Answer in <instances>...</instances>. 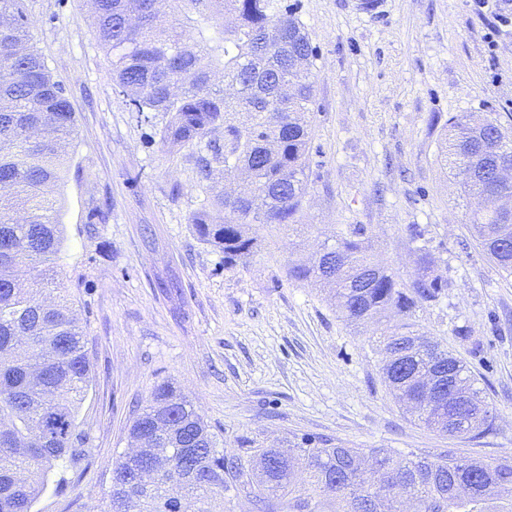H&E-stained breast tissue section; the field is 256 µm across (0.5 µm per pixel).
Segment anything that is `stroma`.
Listing matches in <instances>:
<instances>
[{
    "label": "stroma",
    "instance_id": "1",
    "mask_svg": "<svg viewBox=\"0 0 512 512\" xmlns=\"http://www.w3.org/2000/svg\"><path fill=\"white\" fill-rule=\"evenodd\" d=\"M381 2L367 14L358 0H297L316 51L302 221L258 227L257 252L228 269L190 224L204 199L197 148L168 152L163 114L133 112L88 0H21L76 117L57 193L58 283L92 367L77 419L90 453L33 512H105L118 456L134 448L129 424L164 382L228 456L250 444L286 452L300 436L401 455L512 450V276L479 253L444 163L450 116L491 112L512 127V21L472 0ZM354 224L400 282L424 256L447 280L415 328L468 364L494 409L492 433L469 441L420 425L382 377L388 322L350 326L328 291L289 279ZM167 274L178 299L157 286Z\"/></svg>",
    "mask_w": 512,
    "mask_h": 512
}]
</instances>
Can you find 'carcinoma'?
<instances>
[{"label": "carcinoma", "mask_w": 512, "mask_h": 512, "mask_svg": "<svg viewBox=\"0 0 512 512\" xmlns=\"http://www.w3.org/2000/svg\"><path fill=\"white\" fill-rule=\"evenodd\" d=\"M172 20L157 0H95L94 24L112 54V78L138 113L166 118L161 142L170 151L198 146L206 203L190 224L203 243L224 254V268L245 263L258 248L255 224L300 221L311 145L310 80L315 50L297 15L281 0H187ZM234 26L210 34L214 16ZM18 0H0V512H32L50 474L88 453L78 410L90 382L85 331L58 288L56 261L64 245L52 189L63 181L64 160L75 132L62 86L29 44ZM238 87L233 99L213 82V70ZM445 158L470 200L468 224L478 247L512 274V181L494 168L512 166V130L487 113L448 119ZM492 134L498 149L485 152L477 132ZM240 177L249 194L213 191L214 168ZM365 228L324 246L326 253L288 269L290 279L330 287L341 317L358 325L398 318L383 340L382 375L389 389L413 403L418 419L450 437L479 439L494 427L493 413L464 362L414 330L424 304L441 297L448 281L423 261L411 285L371 259ZM468 397L448 392V367ZM438 378L426 389L422 379ZM139 450L120 456L112 471L107 512H175L181 498L204 501L224 492V475L249 483L258 468L263 491L288 497V512H401L415 499L419 512H512V454L481 460L449 448L398 460L389 448H343L303 436L296 455L248 448L226 456L202 415L167 383L155 388L133 420ZM306 460L322 499L296 492L292 461ZM150 463L159 474L150 495L130 478V464Z\"/></svg>", "instance_id": "obj_1"}]
</instances>
